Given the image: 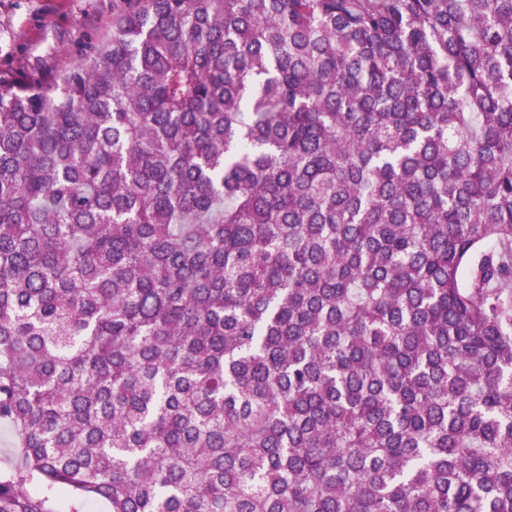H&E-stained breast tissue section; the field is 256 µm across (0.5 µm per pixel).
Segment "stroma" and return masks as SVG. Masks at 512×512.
Returning <instances> with one entry per match:
<instances>
[{
	"label": "stroma",
	"instance_id": "1",
	"mask_svg": "<svg viewBox=\"0 0 512 512\" xmlns=\"http://www.w3.org/2000/svg\"><path fill=\"white\" fill-rule=\"evenodd\" d=\"M112 32V0H0V71L72 67Z\"/></svg>",
	"mask_w": 512,
	"mask_h": 512
}]
</instances>
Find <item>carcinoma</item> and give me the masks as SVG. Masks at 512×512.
Returning <instances> with one entry per match:
<instances>
[{
  "mask_svg": "<svg viewBox=\"0 0 512 512\" xmlns=\"http://www.w3.org/2000/svg\"><path fill=\"white\" fill-rule=\"evenodd\" d=\"M0 512H512V0H112L0 73Z\"/></svg>",
  "mask_w": 512,
  "mask_h": 512,
  "instance_id": "1",
  "label": "carcinoma"
}]
</instances>
